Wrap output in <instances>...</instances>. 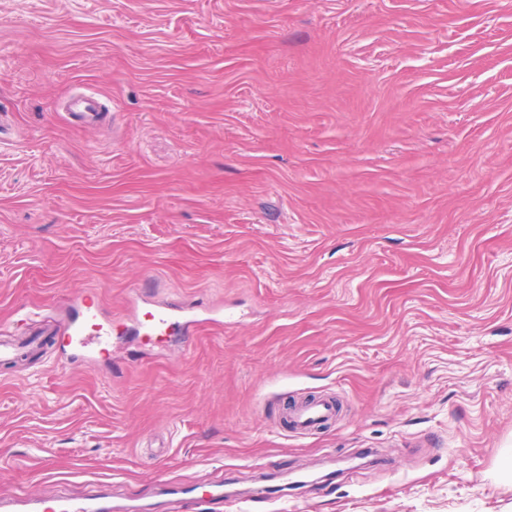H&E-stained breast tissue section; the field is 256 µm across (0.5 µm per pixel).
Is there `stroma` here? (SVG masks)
Here are the masks:
<instances>
[{"label":"stroma","instance_id":"obj_1","mask_svg":"<svg viewBox=\"0 0 512 512\" xmlns=\"http://www.w3.org/2000/svg\"><path fill=\"white\" fill-rule=\"evenodd\" d=\"M136 288L224 326L147 343ZM0 329L51 338L0 363V495L512 512V0H0ZM80 303L86 313V320L80 323L77 321L66 323L61 332L62 337L66 339L68 346L73 345L76 349L90 348L97 351L99 355H105L108 350L107 341L103 334L99 333V336L94 338L85 336L89 320L95 318L94 312L98 309L97 297L94 294H86ZM336 404L327 399L312 400L296 410L291 418L292 426L301 434H307L312 428L334 416ZM164 494L169 496L172 501L180 505L182 510H192L194 507L205 503H215L224 501V485L197 486L183 488L166 485L163 488Z\"/></svg>","mask_w":512,"mask_h":512}]
</instances>
